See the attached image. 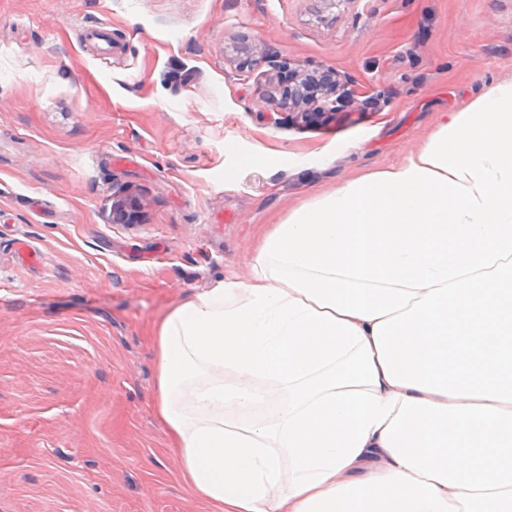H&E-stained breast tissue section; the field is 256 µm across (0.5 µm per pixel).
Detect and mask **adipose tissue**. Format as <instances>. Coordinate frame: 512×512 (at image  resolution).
<instances>
[{"label":"adipose tissue","instance_id":"1","mask_svg":"<svg viewBox=\"0 0 512 512\" xmlns=\"http://www.w3.org/2000/svg\"><path fill=\"white\" fill-rule=\"evenodd\" d=\"M153 339L154 415L212 512H512V80Z\"/></svg>","mask_w":512,"mask_h":512}]
</instances>
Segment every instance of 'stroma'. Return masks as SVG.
Here are the masks:
<instances>
[{"label":"stroma","mask_w":512,"mask_h":512,"mask_svg":"<svg viewBox=\"0 0 512 512\" xmlns=\"http://www.w3.org/2000/svg\"><path fill=\"white\" fill-rule=\"evenodd\" d=\"M283 58L345 85L322 122L284 118ZM507 78L512 0H0V512H207L153 325Z\"/></svg>","instance_id":"stroma-1"}]
</instances>
